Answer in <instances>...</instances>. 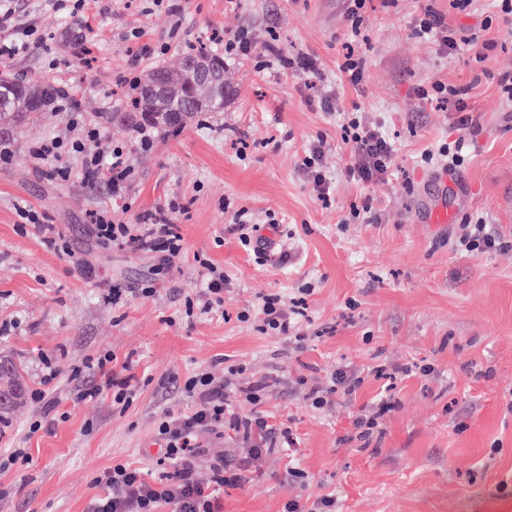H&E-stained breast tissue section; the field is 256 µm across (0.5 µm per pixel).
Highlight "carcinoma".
Returning <instances> with one entry per match:
<instances>
[{
	"label": "carcinoma",
	"instance_id": "1",
	"mask_svg": "<svg viewBox=\"0 0 512 512\" xmlns=\"http://www.w3.org/2000/svg\"><path fill=\"white\" fill-rule=\"evenodd\" d=\"M87 24L71 27L63 38L81 54L87 43ZM208 65L224 74V58L218 53L199 50L184 55L174 70L156 67L143 76L138 84V95L132 108L149 122L169 123V114H181L177 125L185 120L224 109L227 89L224 83H203L195 78L194 69ZM54 96V88L47 81L21 80L9 72H0V135L32 115L46 110Z\"/></svg>",
	"mask_w": 512,
	"mask_h": 512
}]
</instances>
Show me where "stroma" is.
<instances>
[{
  "label": "stroma",
  "instance_id": "35a3bbf8",
  "mask_svg": "<svg viewBox=\"0 0 512 512\" xmlns=\"http://www.w3.org/2000/svg\"><path fill=\"white\" fill-rule=\"evenodd\" d=\"M8 2L16 26L35 25L47 40L0 59V71L71 87L105 140L125 148L133 181L116 202L105 185L77 176L80 158H70L69 180L42 174L28 148L73 137L69 113L50 109L7 138L0 360L18 368L29 392L45 368L54 370L47 396L58 418L44 422L29 398L0 413V512H84L104 493L96 473L117 463L158 481V425L193 408L169 379L203 370L220 378L228 364L267 384L260 402L239 400L238 411L264 412L270 424L291 428L296 443L252 461L249 482L225 488L223 512H283L288 500L319 495L333 496L336 512H512V250L452 246L468 217L512 240L500 205L512 195V102L497 81L512 70V17L494 0H473L464 13L448 0H366L356 39L364 80L354 86L339 70L350 33L343 0H183L178 17L153 0H98L84 15L93 46L82 59L60 37L71 18L53 0ZM429 6L447 13L458 36L491 43L487 59L447 56L417 38L415 22ZM242 30L273 44L279 63L263 70L258 59L225 57L224 80L235 93L223 111L177 130L155 127L151 150H141L130 78L176 66L188 45L215 48ZM164 42L167 52L142 55L143 45ZM302 55L316 58L321 78L307 83L284 67ZM436 80L468 87L473 126L461 128L452 105L422 98ZM324 99L331 111L320 109ZM113 112L118 120L108 121ZM351 112L394 148L392 166L373 184L347 173L352 156L340 126ZM460 138L467 148L451 180L421 163L424 150ZM318 143L332 180L325 202L300 168ZM443 190L452 223L421 222L422 200ZM173 197L188 206L174 217L186 252L163 270L151 254L99 244L90 232L100 210L134 224ZM20 200L55 224V244L21 228ZM364 207L370 219L353 218ZM239 220L268 238L266 261L241 244L232 229ZM207 263L224 270V305L186 315ZM148 275L153 293H135ZM269 294L305 297L294 328L302 350L261 331L259 304ZM106 355L115 373L132 378L129 405L108 392L73 403L75 370ZM379 365L412 372L387 384L372 373ZM340 367L361 374V387L313 405L310 392L326 388ZM383 397L394 409L369 441L359 440L355 420ZM199 444L196 478L204 484L215 458L249 454L221 427ZM16 448L28 462L8 463ZM291 465L303 477L287 476Z\"/></svg>",
  "mask_w": 512,
  "mask_h": 512
}]
</instances>
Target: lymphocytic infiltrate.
I'll use <instances>...</instances> for the list:
<instances>
[{
  "label": "lymphocytic infiltrate",
  "instance_id": "f902f5d3",
  "mask_svg": "<svg viewBox=\"0 0 512 512\" xmlns=\"http://www.w3.org/2000/svg\"><path fill=\"white\" fill-rule=\"evenodd\" d=\"M341 130L354 159L348 169L349 176L365 183L380 180L393 162L394 149L389 139L378 128L356 117L342 124ZM101 135L100 127L88 124L80 138L67 142L54 137L30 146L28 153L33 159L48 163V176L64 180L70 179L71 171L60 165V157L66 153L81 155L84 182H106L117 199L128 189L131 168L121 147L111 148L106 157L86 153V141ZM182 209V204L172 199L140 217L135 224L114 221L111 211L106 209L97 213L92 230L103 243L154 254L159 264L165 266L185 251L184 240L173 221ZM454 244L466 252H494L512 247L511 241L481 218L462 225ZM97 372L98 380L75 387L72 401L83 402L108 391L115 403H127L134 392L130 378L117 377L104 358L98 360ZM182 390L193 399L194 408L189 414L177 418L167 416L160 421L161 448L156 464L162 467L163 473L159 481L149 482L138 470L114 465L95 476V484L102 486L105 493L91 499L85 512H160L164 504L170 505L172 512H222L225 487L244 483L246 466L232 457L219 458L211 466V483L198 482L195 473L202 453L198 443L202 433L220 426L231 429L251 444L256 457L262 456L268 445L294 442L290 429L273 428L263 415L242 416L235 412L223 383L215 381L209 373L188 378Z\"/></svg>",
  "mask_w": 512,
  "mask_h": 512
}]
</instances>
